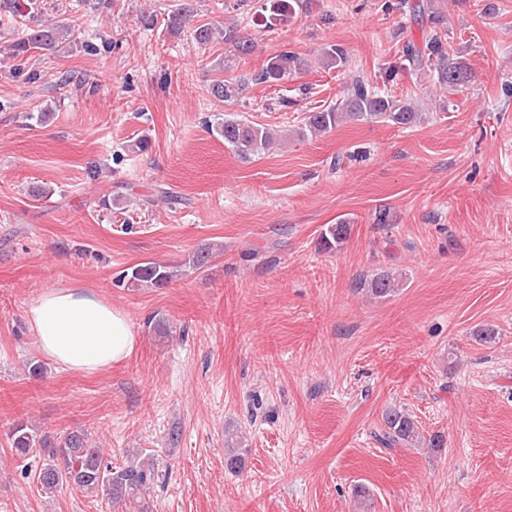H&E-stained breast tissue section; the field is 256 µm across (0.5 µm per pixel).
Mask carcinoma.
Instances as JSON below:
<instances>
[{
  "mask_svg": "<svg viewBox=\"0 0 512 512\" xmlns=\"http://www.w3.org/2000/svg\"><path fill=\"white\" fill-rule=\"evenodd\" d=\"M193 11L189 3L169 12L165 22L172 30L183 27L187 16ZM433 27L423 38L422 45L407 43L403 47V58L412 70L428 69L436 73L440 84L454 90L470 81L471 71L467 63L451 53V46L444 42L434 25L436 17L430 18ZM66 26H37L28 29L26 37L10 45V56L18 58L32 50L54 51L68 37ZM223 35L224 43L230 45L237 55H247L253 51L251 39L239 35L228 28L219 31L207 24L194 30L197 43L207 45L215 36ZM301 58L294 52L284 51L271 58L258 73L240 78H218L213 81L211 93L216 98L228 102L244 98L249 83H277L301 70ZM380 119L400 127L410 126L420 118L413 106L391 95L383 94L375 87L359 78L351 81L347 94L339 103L320 111L311 112L305 119L304 129L298 132L313 134L335 128L342 120ZM224 138V144L231 147L237 155L247 159L252 155L269 150L274 144L271 132L263 126L242 121L231 115L224 117L217 127ZM350 225L331 224L322 234L323 247L332 250L340 246L348 237ZM212 255V247L207 244L186 260V265L199 270L206 266ZM177 276V269L159 262H147L137 265L124 274L127 284L134 288H160ZM398 282L390 274H379L369 282L371 293L376 297H386L394 292ZM375 439L385 448H397L401 445H415L421 442L411 417L396 409L383 416L381 428L375 433ZM11 447L20 456H27L38 447L44 452L45 463L37 474V483L45 494H52L62 486L76 487L95 495L112 505V508L126 512H152L150 489L165 481V474L157 467L150 456L126 464L112 467L103 461L101 449L89 445L85 433L66 435L57 446L50 445L46 438H37L26 426L16 427L11 436Z\"/></svg>",
  "mask_w": 512,
  "mask_h": 512,
  "instance_id": "carcinoma-1",
  "label": "carcinoma"
}]
</instances>
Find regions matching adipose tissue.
<instances>
[{"instance_id":"1","label":"adipose tissue","mask_w":512,"mask_h":512,"mask_svg":"<svg viewBox=\"0 0 512 512\" xmlns=\"http://www.w3.org/2000/svg\"><path fill=\"white\" fill-rule=\"evenodd\" d=\"M41 352L75 372L94 373L126 358L136 338L129 318L81 288L49 290L27 310Z\"/></svg>"}]
</instances>
